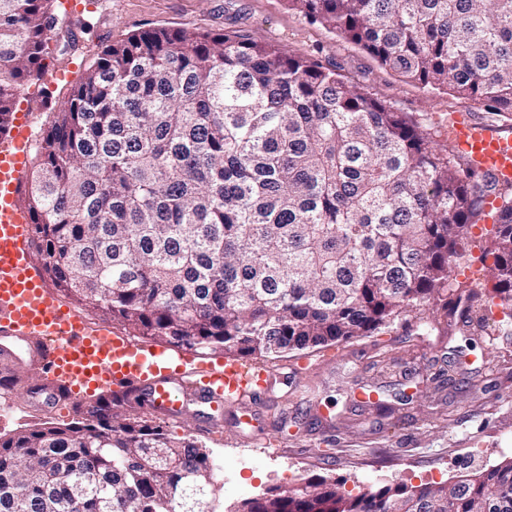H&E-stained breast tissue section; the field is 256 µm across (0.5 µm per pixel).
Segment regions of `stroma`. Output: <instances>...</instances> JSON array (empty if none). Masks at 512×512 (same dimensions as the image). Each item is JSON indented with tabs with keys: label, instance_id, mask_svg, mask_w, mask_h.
Wrapping results in <instances>:
<instances>
[{
	"label": "stroma",
	"instance_id": "stroma-1",
	"mask_svg": "<svg viewBox=\"0 0 512 512\" xmlns=\"http://www.w3.org/2000/svg\"><path fill=\"white\" fill-rule=\"evenodd\" d=\"M78 16L90 26L79 33L78 50L55 54L47 66L51 72H68V79L32 81L17 101V110H33L35 133L51 126L72 85L107 45L158 26L239 31L255 42L317 60L406 115L444 148L450 145L444 124L453 112L463 110L473 121L512 129V114L491 112L481 103L400 77L336 30L289 7L287 0H89ZM45 87L54 93L48 104L41 95ZM493 224V214L486 211L475 221L457 280L491 287L493 259L485 251ZM38 346L31 338L0 349V364L9 363L30 386H43ZM385 347L392 357L384 361L379 354ZM491 350L497 355L493 368L486 365ZM266 365L273 389L269 410L258 414L260 441H248L238 412L229 409L220 430L210 433L200 432L192 412L169 423L174 435L197 437L212 464L230 463L214 501L216 512L286 486L292 470L349 490L377 489L396 479L410 486L447 482L512 460V331L477 336L458 316L445 320L404 312L378 335L270 359ZM366 390L378 392L380 406L359 400ZM76 417L70 403L59 411L36 397L0 393L2 436Z\"/></svg>",
	"mask_w": 512,
	"mask_h": 512
}]
</instances>
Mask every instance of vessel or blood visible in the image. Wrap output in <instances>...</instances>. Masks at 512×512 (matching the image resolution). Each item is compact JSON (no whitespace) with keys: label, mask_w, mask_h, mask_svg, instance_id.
I'll return each instance as SVG.
<instances>
[{"label":"vessel or blood","mask_w":512,"mask_h":512,"mask_svg":"<svg viewBox=\"0 0 512 512\" xmlns=\"http://www.w3.org/2000/svg\"><path fill=\"white\" fill-rule=\"evenodd\" d=\"M452 140L472 170L512 182V131L457 114ZM35 145L31 113H13L0 133V335L41 337L47 353L39 368L65 382L68 398L102 388L139 399L159 416L178 417L193 409L208 424L235 409L242 423L250 424L256 415L253 400L272 385L260 366L228 359L203 367L190 381L185 368L191 355L89 333L83 319L57 299L34 258L30 217L19 204L21 176Z\"/></svg>","instance_id":"vessel-or-blood-1"}]
</instances>
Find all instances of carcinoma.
Returning <instances> with one entry per match:
<instances>
[{"label": "carcinoma", "instance_id": "cac0c4a2", "mask_svg": "<svg viewBox=\"0 0 512 512\" xmlns=\"http://www.w3.org/2000/svg\"><path fill=\"white\" fill-rule=\"evenodd\" d=\"M424 88L512 112V0H288ZM62 0H0V131L44 74ZM21 206L54 286L134 336L280 358L403 312L512 321V185L493 287L452 279L483 210L478 173L336 71L236 32L155 27L107 46L34 150ZM125 399L0 436V512H195L209 455ZM235 512H512V461L353 494L307 480Z\"/></svg>", "mask_w": 512, "mask_h": 512}]
</instances>
